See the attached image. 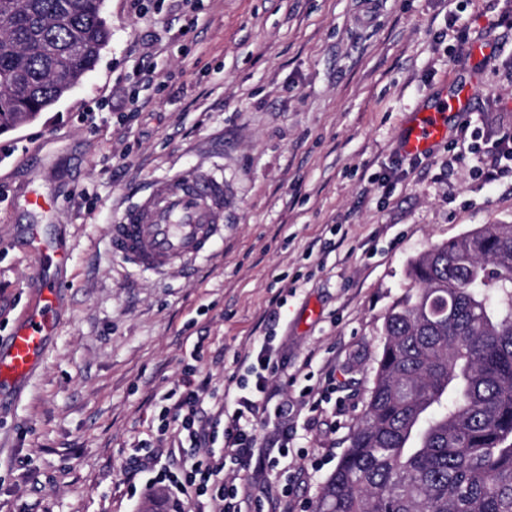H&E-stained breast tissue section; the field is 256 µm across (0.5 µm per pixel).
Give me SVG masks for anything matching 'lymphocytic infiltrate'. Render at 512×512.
<instances>
[{
	"mask_svg": "<svg viewBox=\"0 0 512 512\" xmlns=\"http://www.w3.org/2000/svg\"><path fill=\"white\" fill-rule=\"evenodd\" d=\"M273 340V334L262 336L258 351L240 359L241 375L230 380L231 394L220 410L224 454L219 459L206 454L210 436L201 426L204 404L212 396L209 381L199 378L195 365L186 366L183 378L162 396L157 431L164 435L176 429L189 441L190 454L179 467L158 471L155 483L206 500L213 512H266V497L226 479L224 466L274 467L288 456V402L274 388L282 371L273 356ZM266 428L273 430V437H261Z\"/></svg>",
	"mask_w": 512,
	"mask_h": 512,
	"instance_id": "obj_1",
	"label": "lymphocytic infiltrate"
}]
</instances>
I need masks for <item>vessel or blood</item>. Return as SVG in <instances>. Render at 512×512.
<instances>
[{
	"mask_svg": "<svg viewBox=\"0 0 512 512\" xmlns=\"http://www.w3.org/2000/svg\"><path fill=\"white\" fill-rule=\"evenodd\" d=\"M470 89L456 100H439L413 113L400 139L403 153L420 157L448 137L450 123L477 96ZM224 236V182L205 171H189L158 182L151 193L126 209L111 225L112 251L139 271L162 275L206 256ZM27 244L40 271L64 265L66 254L46 239L40 225L27 227ZM58 285L40 281L25 320L0 340V395L27 379L39 366L56 327Z\"/></svg>",
	"mask_w": 512,
	"mask_h": 512,
	"instance_id": "1",
	"label": "vessel or blood"
}]
</instances>
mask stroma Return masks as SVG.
Returning a JSON list of instances; mask_svg holds the SVG:
<instances>
[{
	"label": "stroma",
	"mask_w": 512,
	"mask_h": 512,
	"mask_svg": "<svg viewBox=\"0 0 512 512\" xmlns=\"http://www.w3.org/2000/svg\"><path fill=\"white\" fill-rule=\"evenodd\" d=\"M452 12L466 42L448 34ZM103 14L112 37L95 69L0 135V336L37 294L27 225L70 253L50 272L56 334L0 411V512H192L151 472L129 476L127 457L142 440L169 448L157 402L197 343L212 427L279 297L291 453L224 475L289 486L309 512L369 398L410 260L512 224V172L477 175L512 130V0H104ZM476 85L468 141L452 125L430 155L401 153L430 96ZM187 169L223 176L224 240L191 269L137 273L109 227Z\"/></svg>",
	"instance_id": "1"
}]
</instances>
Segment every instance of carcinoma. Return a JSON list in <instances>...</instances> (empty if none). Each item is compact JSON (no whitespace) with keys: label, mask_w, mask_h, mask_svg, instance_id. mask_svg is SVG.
<instances>
[{"label":"carcinoma","mask_w":512,"mask_h":512,"mask_svg":"<svg viewBox=\"0 0 512 512\" xmlns=\"http://www.w3.org/2000/svg\"><path fill=\"white\" fill-rule=\"evenodd\" d=\"M103 0H0V134L94 70ZM388 312L349 448L312 512H512V224L434 245Z\"/></svg>","instance_id":"1"}]
</instances>
